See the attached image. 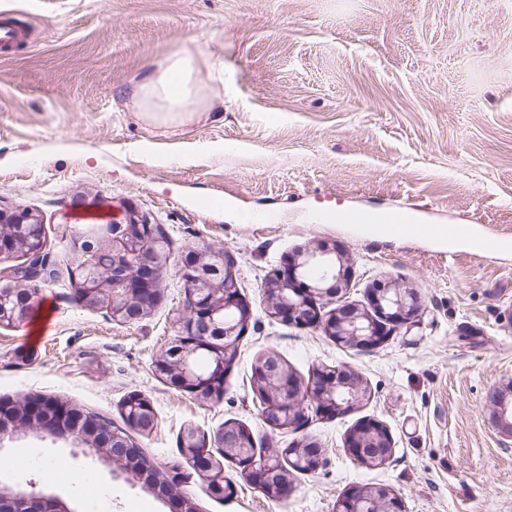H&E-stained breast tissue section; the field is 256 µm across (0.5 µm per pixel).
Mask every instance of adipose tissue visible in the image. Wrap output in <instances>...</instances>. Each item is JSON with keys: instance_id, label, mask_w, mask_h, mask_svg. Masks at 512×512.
<instances>
[{"instance_id": "adipose-tissue-1", "label": "adipose tissue", "mask_w": 512, "mask_h": 512, "mask_svg": "<svg viewBox=\"0 0 512 512\" xmlns=\"http://www.w3.org/2000/svg\"><path fill=\"white\" fill-rule=\"evenodd\" d=\"M196 67L195 53L183 48L171 55L159 74L146 76L134 85L131 96L145 119L166 125L206 111L201 89L194 79Z\"/></svg>"}]
</instances>
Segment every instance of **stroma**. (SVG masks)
<instances>
[{
  "label": "stroma",
  "mask_w": 512,
  "mask_h": 512,
  "mask_svg": "<svg viewBox=\"0 0 512 512\" xmlns=\"http://www.w3.org/2000/svg\"><path fill=\"white\" fill-rule=\"evenodd\" d=\"M0 20L18 32L0 48V206L38 211L52 230L83 217L80 196L132 204L173 258L224 250L252 310L223 396L201 401L153 367L187 315L177 267L150 315L124 324L77 303L51 251L33 321L0 328V397L57 396L119 427L123 400L138 393L156 415L138 443L164 469L181 463L188 424L212 435L236 423L269 450L305 436L321 446L322 466L291 475L277 499L232 465L223 499L189 476L180 490L197 512H335L363 484L395 489L406 512H512V438L488 399L512 404V0H0ZM181 46L198 52L201 72L223 66L224 79L207 84L212 112L164 131L130 90ZM399 206L417 223L468 224L504 245L329 220ZM321 244L347 268L342 292L318 301L321 319L370 310L386 281L418 293L416 316L371 349L270 316L269 273ZM269 349L304 381L354 369L368 400L298 432L271 429L249 384ZM367 419L394 444L379 468L345 448ZM0 456L24 462L1 484L35 481L73 512H169L85 447L29 434L5 440Z\"/></svg>",
  "instance_id": "stroma-1"
}]
</instances>
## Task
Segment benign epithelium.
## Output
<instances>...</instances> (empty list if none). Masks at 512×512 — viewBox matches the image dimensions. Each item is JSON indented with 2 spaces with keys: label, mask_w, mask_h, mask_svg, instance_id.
<instances>
[{
  "label": "benign epithelium",
  "mask_w": 512,
  "mask_h": 512,
  "mask_svg": "<svg viewBox=\"0 0 512 512\" xmlns=\"http://www.w3.org/2000/svg\"><path fill=\"white\" fill-rule=\"evenodd\" d=\"M0 224L12 228L11 234H0V256L11 255L20 250L27 252L25 259L31 261L47 252L43 241V222L31 209L0 207ZM112 230V254L114 264L112 276L118 278L112 290V320L131 323L142 319V315L154 308L161 300V283L164 272L173 262L172 254L165 249H142L138 253V264L130 270L125 258L131 249L138 247L144 236L155 232V227L140 211L132 206L121 208V215L105 216L103 230ZM192 264L181 260L180 271L187 279L188 300L191 304L189 327L184 332L201 340H178L175 353L182 355L181 365L171 367L165 362L158 364L159 372L174 376L191 394H201L205 389H224L226 362L224 358L213 361L203 375L193 372L187 359L189 346L198 342L207 343L212 335L224 338V352L230 354L240 343L252 317L251 308L243 301L237 289V271L222 250H189ZM346 268L343 256L336 251L317 248L306 251L282 270L270 275L264 285L266 302L271 315L290 324L315 326L339 344L355 347H376L383 343L391 328L410 320L419 310L417 295L393 284L378 286L371 291L374 313L356 307L339 309L327 321H321L317 312V301L329 297L341 289L345 281ZM0 327H15L22 316L24 304L17 300L11 271L0 270ZM279 393L285 397V408L276 407L263 411L278 418L282 427L292 431L302 429L307 412L335 416L347 412L367 397L360 376L352 369L333 368L319 374L307 385L295 379L279 385ZM11 403L0 402V434L53 433L58 440L74 439L98 453L107 464H116L130 473L165 501L176 503L175 512H192L190 498L178 493L162 490L156 482L154 469L142 464L141 452L119 432L109 434L110 442L98 447L104 436L103 427L91 423L75 414L70 407L57 401L30 400L27 407L31 414H42L44 418L29 423L13 419ZM309 454L304 456L309 471L318 470L322 454L308 439L298 444ZM346 448L349 456L358 463L372 465L386 463L393 454V443L386 427L377 420L361 422L348 436ZM225 451L237 459L244 460L243 475L262 494L269 495L272 475L278 472L279 460L269 455L257 460L252 457L248 438H242L225 446ZM181 455L193 462L198 457L196 433L187 430L181 439ZM196 474L211 489L223 495L234 487L226 488L224 468H195ZM0 512H70L68 504L60 497L28 487H0ZM335 512H404L402 496L383 485H357L349 488L336 502Z\"/></svg>",
  "instance_id": "obj_1"
}]
</instances>
